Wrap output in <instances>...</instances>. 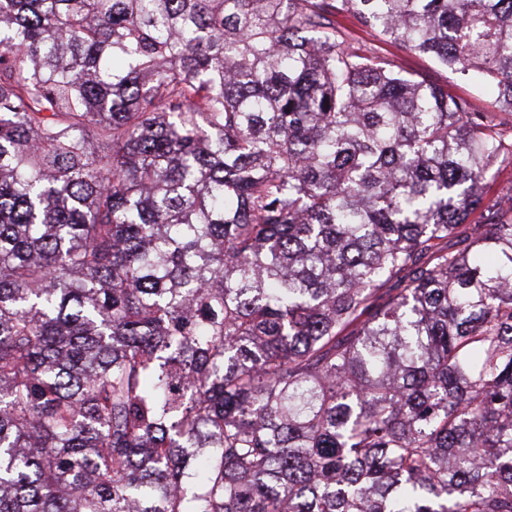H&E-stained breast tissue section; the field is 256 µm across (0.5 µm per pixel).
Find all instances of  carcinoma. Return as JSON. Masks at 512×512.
I'll return each mask as SVG.
<instances>
[{"mask_svg":"<svg viewBox=\"0 0 512 512\" xmlns=\"http://www.w3.org/2000/svg\"><path fill=\"white\" fill-rule=\"evenodd\" d=\"M510 140L512 0H0V512H512ZM354 45L365 50L376 48L387 57L396 71L425 73L431 80L448 84V91L465 97L474 112L498 111L496 99L497 87L494 84H472L460 78L459 74L443 69L425 57L410 54L397 46L379 41L376 34L367 28L354 27Z\"/></svg>","mask_w":512,"mask_h":512,"instance_id":"carcinoma-1","label":"carcinoma"}]
</instances>
